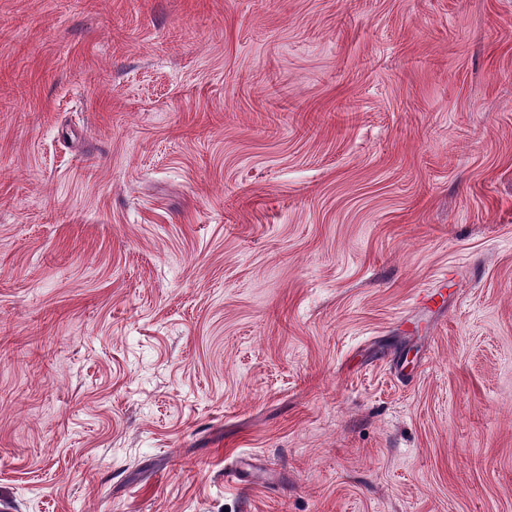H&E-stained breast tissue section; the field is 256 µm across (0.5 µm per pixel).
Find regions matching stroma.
Masks as SVG:
<instances>
[{"label":"stroma","instance_id":"stroma-1","mask_svg":"<svg viewBox=\"0 0 512 512\" xmlns=\"http://www.w3.org/2000/svg\"><path fill=\"white\" fill-rule=\"evenodd\" d=\"M1 500L512 512V0H0Z\"/></svg>","mask_w":512,"mask_h":512}]
</instances>
